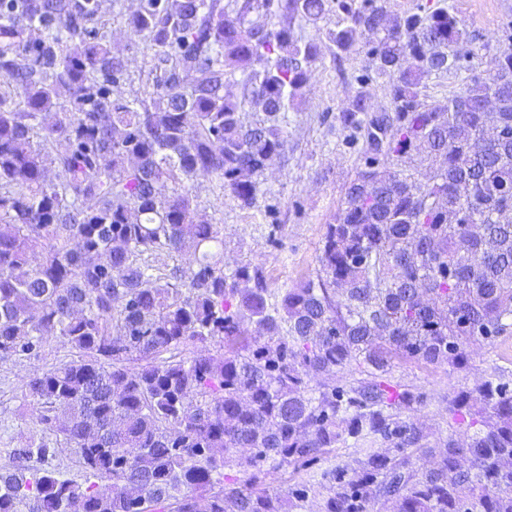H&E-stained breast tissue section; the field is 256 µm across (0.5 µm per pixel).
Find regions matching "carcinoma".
I'll use <instances>...</instances> for the list:
<instances>
[{"instance_id": "obj_1", "label": "carcinoma", "mask_w": 512, "mask_h": 512, "mask_svg": "<svg viewBox=\"0 0 512 512\" xmlns=\"http://www.w3.org/2000/svg\"><path fill=\"white\" fill-rule=\"evenodd\" d=\"M337 6L332 56L366 41L389 105L361 91L341 112L363 164L315 277L276 293L258 267L224 272V236L193 220L192 183L213 176L257 207L321 57L296 22L321 31L329 0H137L125 26L152 51L154 82L134 99L100 0H0V359L38 355L48 332L82 353L26 391L86 476L31 467L58 448L25 443L0 464V512H288L314 484L277 474L350 438L359 457L323 472L321 512H512L508 381L476 389L483 414L457 394L465 444L416 467L425 434L405 411L422 394L384 377L395 357L459 366L468 342L512 334V47L429 102L424 78L463 68L448 58L462 20ZM415 161L424 184L399 168ZM185 251L188 265L161 272ZM247 320L259 335L244 341ZM353 361L359 377L310 386ZM376 441L386 449L358 447Z\"/></svg>"}]
</instances>
